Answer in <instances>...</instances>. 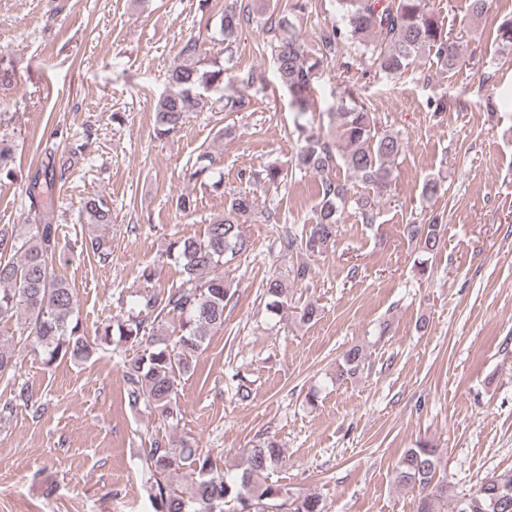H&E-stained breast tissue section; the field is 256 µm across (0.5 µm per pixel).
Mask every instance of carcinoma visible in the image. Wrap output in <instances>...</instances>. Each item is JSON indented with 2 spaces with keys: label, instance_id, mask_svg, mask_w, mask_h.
I'll return each mask as SVG.
<instances>
[{
  "label": "carcinoma",
  "instance_id": "carcinoma-1",
  "mask_svg": "<svg viewBox=\"0 0 512 512\" xmlns=\"http://www.w3.org/2000/svg\"><path fill=\"white\" fill-rule=\"evenodd\" d=\"M308 0H287L280 11L264 19L262 33L270 51L277 80L288 90L297 123L299 148L291 168L319 177L317 217L307 226L291 225L278 236L280 250L319 256L335 243L337 228L348 206L358 210L363 223L374 224L375 201L389 195L393 185L392 165L403 152L396 133L381 127L375 113L353 97L328 111L327 128L315 125L308 114L316 111L314 85L331 64L345 65L352 54L388 76L402 74L421 56L433 57L452 73L463 58L460 43L450 40L431 0H336L339 21L321 29L317 48L305 49L291 18L307 9ZM250 21L249 5L230 0L220 18L224 36V63L207 56L193 38L180 47L168 71L175 91L159 98L155 106V132L162 136L178 128L189 114L214 109L205 89L224 84L227 64L236 52V36L243 22ZM224 112H246L251 101L243 94L216 99ZM212 158L200 155L189 179L205 188L219 190L221 181H210ZM344 169L367 186L368 195L356 196L348 180L335 170ZM14 150L0 136V181L18 177ZM445 192L441 178L427 177L421 193L432 199ZM89 224L112 223L108 202L90 198L83 206ZM255 212V198L238 193L225 204L224 215L214 219L202 239L177 238L169 256L182 269L178 287L143 290L136 302L138 312L117 315L90 339L85 335L73 288L58 274L62 250L58 227L48 211H36L30 224L0 227V321L16 322V335L0 336V381L11 386V397L0 401V421L18 408L33 417L44 408L33 400L27 386L16 382L18 345L40 357L51 367L64 360H88L112 347L135 350L122 359L123 400L128 409L154 415V427L145 433L140 465L146 492L154 512H272L288 506V512H323L321 499L313 494L288 492L261 483L265 472L284 456L272 436L260 438L244 450L236 478L227 479L224 469L208 448L177 441L170 431L181 420L179 392L182 379L194 367V359L205 343L224 328V311L234 295L216 268L250 249L243 230ZM408 236L424 253H432L442 242V225L408 224ZM266 311L284 314L291 309L288 287L279 277L268 278L263 292ZM174 330L163 333L165 321ZM359 346L345 351L336 365L338 382L354 377L363 367ZM439 473L437 449L424 442L408 448L395 467V481L404 488L418 489L415 512H441L448 490ZM453 512H512V473L492 475L467 498L456 502Z\"/></svg>",
  "mask_w": 512,
  "mask_h": 512
}]
</instances>
